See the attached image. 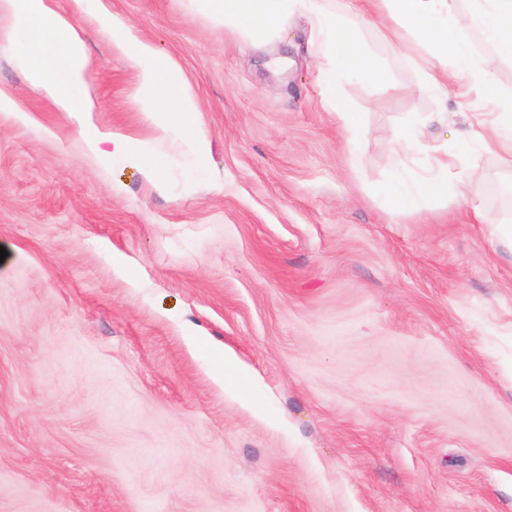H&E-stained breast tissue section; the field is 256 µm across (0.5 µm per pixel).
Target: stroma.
<instances>
[{"label": "stroma", "mask_w": 512, "mask_h": 512, "mask_svg": "<svg viewBox=\"0 0 512 512\" xmlns=\"http://www.w3.org/2000/svg\"><path fill=\"white\" fill-rule=\"evenodd\" d=\"M51 3L94 123L150 141L165 186L85 156L1 12L0 512H512V250L493 235L512 164L461 138L497 110L469 82L421 90L430 49L370 26L391 83L338 88L353 153L303 19L275 70L190 0ZM102 11L181 70L208 183L147 121ZM406 136L411 167L457 156L483 219L453 194L393 209Z\"/></svg>", "instance_id": "obj_1"}]
</instances>
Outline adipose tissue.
Listing matches in <instances>:
<instances>
[{"label": "adipose tissue", "mask_w": 512, "mask_h": 512, "mask_svg": "<svg viewBox=\"0 0 512 512\" xmlns=\"http://www.w3.org/2000/svg\"><path fill=\"white\" fill-rule=\"evenodd\" d=\"M195 6L223 24L254 49L262 51L282 40L290 20L303 18L310 40L326 66L321 82L328 97H335L345 79L359 76L388 84L389 76L363 46L359 34L372 18L391 20L400 30L427 43L433 59L424 70L426 88L446 90L449 83L473 81L482 96L498 98L493 61L512 59V0H476L469 18H461L448 0H360L354 11H333L330 0H193ZM0 8L15 19L11 41L17 58L34 87L69 119L77 122L87 156L100 166L116 161L141 166L155 184H162V169L155 164L150 142L100 131L91 120L96 109L87 83V64L81 39L50 0H0ZM101 29L112 37L136 69L144 98L145 116L162 133L174 135L188 149L198 177L208 170V146L199 130L198 107L180 71L151 46L133 36L130 24L103 13ZM478 28L493 54L470 49V30ZM455 156H434L422 171L394 168L385 193L397 210L414 207L424 192L446 193L459 183Z\"/></svg>", "instance_id": "1"}]
</instances>
